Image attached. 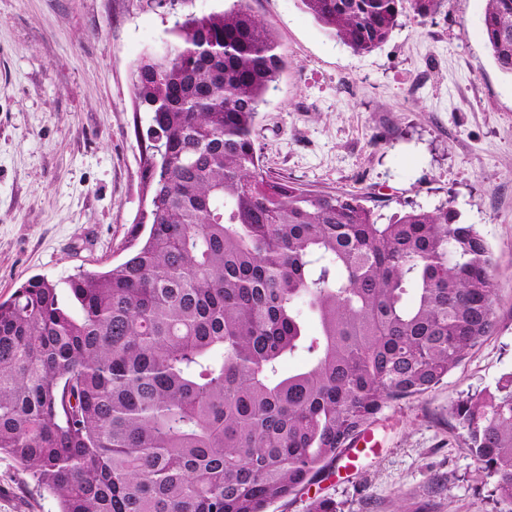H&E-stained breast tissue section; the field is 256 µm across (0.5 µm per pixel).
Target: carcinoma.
Returning a JSON list of instances; mask_svg holds the SVG:
<instances>
[{
  "label": "carcinoma",
  "mask_w": 512,
  "mask_h": 512,
  "mask_svg": "<svg viewBox=\"0 0 512 512\" xmlns=\"http://www.w3.org/2000/svg\"><path fill=\"white\" fill-rule=\"evenodd\" d=\"M300 2L365 54L442 0ZM482 28L512 75V0H485ZM171 34L131 71L147 234L66 280L68 304L41 278L0 301V454L58 512H266L497 327L494 254L451 204L380 224L359 193L264 173L257 117L286 60L247 0ZM451 412L512 506V373Z\"/></svg>",
  "instance_id": "carcinoma-1"
}]
</instances>
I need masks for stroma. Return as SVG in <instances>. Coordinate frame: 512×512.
Segmentation results:
<instances>
[{"instance_id": "stroma-1", "label": "stroma", "mask_w": 512, "mask_h": 512, "mask_svg": "<svg viewBox=\"0 0 512 512\" xmlns=\"http://www.w3.org/2000/svg\"><path fill=\"white\" fill-rule=\"evenodd\" d=\"M233 0H0V298L124 258L145 202L130 73L175 20ZM287 67L260 107L264 171L305 189L366 194L382 217L452 203L496 260L498 329L432 390L371 421L377 448L329 467L267 512H505L451 413L512 372V75L482 34L485 0H443L354 53L299 0H249ZM0 512H57L0 455Z\"/></svg>"}]
</instances>
